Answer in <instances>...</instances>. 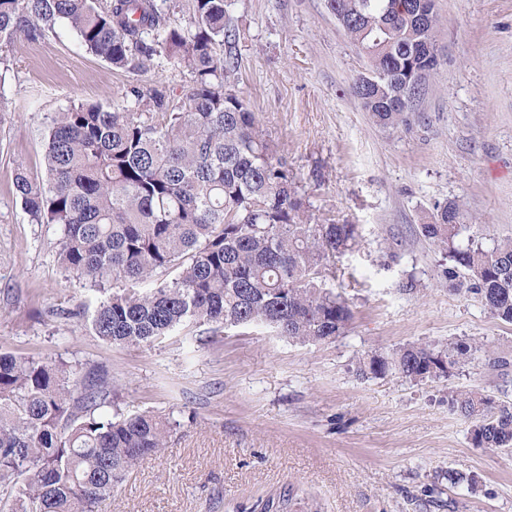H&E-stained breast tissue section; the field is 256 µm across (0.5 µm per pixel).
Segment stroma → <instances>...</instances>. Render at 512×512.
Returning <instances> with one entry per match:
<instances>
[{
	"instance_id": "35a3bbf8",
	"label": "stroma",
	"mask_w": 512,
	"mask_h": 512,
	"mask_svg": "<svg viewBox=\"0 0 512 512\" xmlns=\"http://www.w3.org/2000/svg\"><path fill=\"white\" fill-rule=\"evenodd\" d=\"M439 64L410 126L374 125L352 95L366 61L327 0H230L237 90L288 161L313 219L355 225L334 261L353 317L325 343L258 327L188 321L151 345L91 331L104 292L58 261L56 225L35 224L13 189L44 168L52 118L111 105L127 85L182 91L165 59L112 69L58 24L7 53L0 78V352L63 358L112 384L121 412L177 420L100 512H512V450L473 444L452 394L512 385V324L452 291L446 255L420 235L436 205L465 204L489 237L512 235V0H436ZM479 349L440 379H364L361 354L409 343ZM508 368L493 369L494 358ZM475 476L477 490L448 483Z\"/></svg>"
}]
</instances>
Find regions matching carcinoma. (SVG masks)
<instances>
[{"label":"carcinoma","mask_w":512,"mask_h":512,"mask_svg":"<svg viewBox=\"0 0 512 512\" xmlns=\"http://www.w3.org/2000/svg\"><path fill=\"white\" fill-rule=\"evenodd\" d=\"M328 0L365 57L354 90L384 129L411 123L436 71L434 4ZM228 0H189L188 22L156 0H0V49L67 23L113 68L145 73L161 57L185 72L182 93L126 88L110 107L72 104L49 128L45 180L15 168L16 195L36 224L60 228L59 261L112 294L91 327L113 344L150 345L187 320L258 326L299 343L329 342L352 314L327 287L330 263L357 241L353 224H314L287 160L235 89ZM421 235L448 256L459 293L512 323V236L483 246L484 225L457 201L435 207ZM155 281L148 292L138 285ZM472 346L409 343L356 361L363 378L448 376ZM111 386L85 385L63 360L0 354V512H98L139 463L165 447L169 421L106 410ZM484 448H512V402L483 390L451 395Z\"/></svg>","instance_id":"1"}]
</instances>
